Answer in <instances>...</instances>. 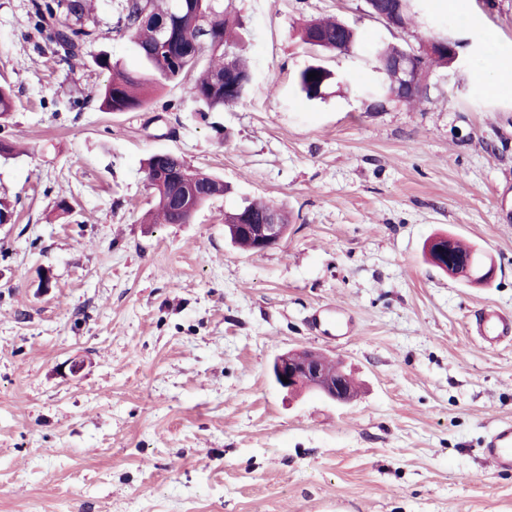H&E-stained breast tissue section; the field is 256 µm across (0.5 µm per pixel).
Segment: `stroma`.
Listing matches in <instances>:
<instances>
[{
    "label": "stroma",
    "instance_id": "obj_1",
    "mask_svg": "<svg viewBox=\"0 0 512 512\" xmlns=\"http://www.w3.org/2000/svg\"><path fill=\"white\" fill-rule=\"evenodd\" d=\"M246 31L243 100L201 112L181 86L147 109L103 112L106 53L141 65L92 0L98 37L69 66L31 0H0V512H512V473L483 454L512 420V336L475 317L512 314V0H415L391 29L366 0H229ZM354 27L317 55L309 20ZM463 41L431 67L428 98L372 107L378 46ZM321 62L315 99L297 87ZM173 152L229 194L187 224H147L144 163ZM283 207L262 253L237 249L224 214ZM447 235L493 258L475 286L431 266ZM312 349L358 392L339 404L281 391L273 358ZM310 72H317L316 78H308ZM331 79V72L321 63L316 62L302 69L297 76V83L300 90L308 98H314L321 92L322 87ZM476 328L486 342L497 343L512 335V314L493 308L483 309L476 320Z\"/></svg>",
    "mask_w": 512,
    "mask_h": 512
}]
</instances>
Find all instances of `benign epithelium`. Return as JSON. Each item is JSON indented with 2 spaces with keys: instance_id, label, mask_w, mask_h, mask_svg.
Returning a JSON list of instances; mask_svg holds the SVG:
<instances>
[{
  "instance_id": "benign-epithelium-1",
  "label": "benign epithelium",
  "mask_w": 512,
  "mask_h": 512,
  "mask_svg": "<svg viewBox=\"0 0 512 512\" xmlns=\"http://www.w3.org/2000/svg\"><path fill=\"white\" fill-rule=\"evenodd\" d=\"M368 5L371 13L386 24L402 28L405 22L398 9L383 10L377 3L370 0ZM461 43L453 38L444 40H431L423 46V51L429 55L445 52L448 58L455 60L460 56ZM415 52L410 51L392 63L399 77L398 85L388 94V98L404 100L407 93L423 85L425 81L424 70L412 63ZM237 232L249 237L253 242V250L263 252L278 245L288 233V225L279 224L270 220L264 224H251L243 221L237 224ZM433 257L438 266L444 270L453 269L460 276L471 280L486 283L495 273V266L487 263L482 256L475 253L468 257L457 258L450 249L448 239H435L430 244ZM322 355L310 351H288L278 355L272 365L271 374L277 386L286 393L293 395L304 390L317 391L331 400L345 404L352 400L350 390L347 388L341 375L332 376L321 366ZM288 382H283L282 378Z\"/></svg>"
}]
</instances>
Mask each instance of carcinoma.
Wrapping results in <instances>:
<instances>
[{
  "label": "carcinoma",
  "mask_w": 512,
  "mask_h": 512,
  "mask_svg": "<svg viewBox=\"0 0 512 512\" xmlns=\"http://www.w3.org/2000/svg\"><path fill=\"white\" fill-rule=\"evenodd\" d=\"M36 29L49 33L56 52L69 65L82 63L83 48L96 37L89 16V0H53L41 3L33 0ZM206 16V38L190 41L198 29L200 16ZM165 25L182 36L181 49L166 53L157 49L160 26ZM242 24L224 0H121L114 32L127 36L134 43L141 59L138 71H129L113 64L102 54L94 63L112 71V79L98 91L100 109L107 112H131L147 107L148 92L157 85H180L187 96L201 103L206 112H217L236 103L244 96L248 86L249 69L238 52ZM318 39L322 52H334L352 47L357 39L354 31L342 30L337 21H313L301 32V40L309 45ZM199 77L190 83L185 78L194 70ZM316 72L318 76L309 77ZM331 79V72L317 62L302 69L297 76L300 90L309 98L318 96ZM172 175L170 179L151 180L155 209L153 222L176 224L179 215L172 206L176 199L196 196L214 184L212 175L191 169L185 161L172 155L164 160ZM251 215L257 224L275 218L288 223V213L281 208L262 202L247 201L243 209L224 213V233L239 249L253 250L252 241L237 233L236 222L240 211Z\"/></svg>",
  "instance_id": "obj_1"
}]
</instances>
